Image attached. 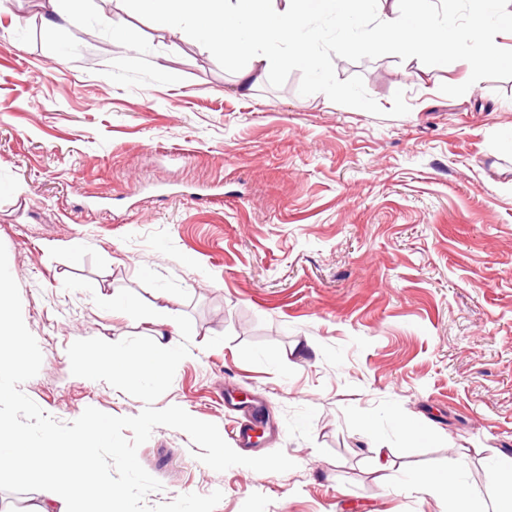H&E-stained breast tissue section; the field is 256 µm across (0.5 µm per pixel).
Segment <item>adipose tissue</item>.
<instances>
[{
	"mask_svg": "<svg viewBox=\"0 0 512 512\" xmlns=\"http://www.w3.org/2000/svg\"><path fill=\"white\" fill-rule=\"evenodd\" d=\"M140 10L162 29L174 35H188L206 46L223 51L225 58H246L238 76L241 89L248 90L266 72L268 57L258 46L268 28L288 32L299 29L301 18L288 7L275 12L271 0H137ZM388 42L409 61L444 64L448 55V30L431 19L425 0H420L413 15L399 12L396 5L380 4L375 24L366 30L359 46L371 50ZM105 441L101 429L89 434H56L47 443L34 447L21 438L0 446V468L21 467L38 458L39 499L31 512H73L75 502L94 496L112 505L119 493L112 486H93L91 474L96 450L87 436Z\"/></svg>",
	"mask_w": 512,
	"mask_h": 512,
	"instance_id": "adipose-tissue-1",
	"label": "adipose tissue"
}]
</instances>
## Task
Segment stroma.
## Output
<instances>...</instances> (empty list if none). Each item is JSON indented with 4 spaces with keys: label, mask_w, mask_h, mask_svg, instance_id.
Segmentation results:
<instances>
[{
    "label": "stroma",
    "mask_w": 512,
    "mask_h": 512,
    "mask_svg": "<svg viewBox=\"0 0 512 512\" xmlns=\"http://www.w3.org/2000/svg\"><path fill=\"white\" fill-rule=\"evenodd\" d=\"M511 7L458 0L446 64L420 67L309 12L311 66L270 31L246 93L223 52L134 0L123 43L101 22L111 0L65 27L45 0H5L0 243L43 357L22 391L64 423L139 414L72 375L67 349L157 338L164 293L193 329L157 407L231 444L242 417L223 394L260 403L276 432L243 456L295 467L217 472L159 426L137 452L162 484L149 505L218 490L215 512H452L415 482L462 461L477 512H495L486 471L512 458V64L475 70L469 49L512 57L494 25Z\"/></svg>",
    "instance_id": "stroma-1"
}]
</instances>
